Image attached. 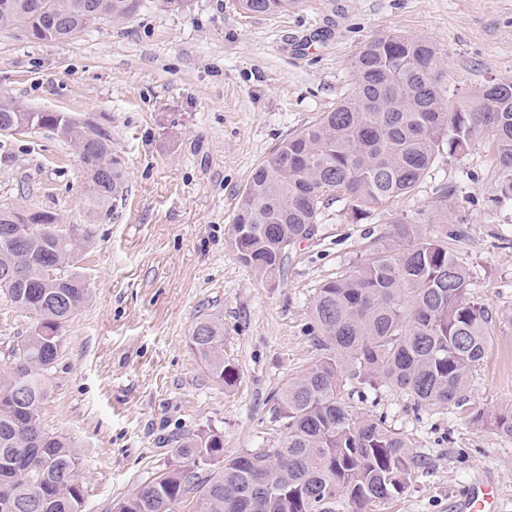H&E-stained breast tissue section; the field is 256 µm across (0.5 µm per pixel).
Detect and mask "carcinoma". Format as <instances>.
<instances>
[{
  "instance_id": "cac0c4a2",
  "label": "carcinoma",
  "mask_w": 512,
  "mask_h": 512,
  "mask_svg": "<svg viewBox=\"0 0 512 512\" xmlns=\"http://www.w3.org/2000/svg\"><path fill=\"white\" fill-rule=\"evenodd\" d=\"M10 25L36 40L64 42L102 20L124 23L141 0H0ZM294 0H241L258 14L288 11ZM62 13L61 25L46 20ZM351 86L336 108L283 138L253 172L233 219L231 245L260 274L284 269L288 251L313 236L322 212L344 202L347 219L368 220L412 192L443 150L465 151L473 137H492L512 193V77L460 112L445 99L444 59L432 42L390 34L369 41L349 64ZM24 117L69 141L78 152L92 210H117L127 193V168L112 152L105 129L62 112H23L0 100V130ZM451 189L442 187L430 211L395 221L392 244L373 245L368 257L320 284L309 328L318 351L312 364L276 394L285 428L278 448L224 457V435L203 429L182 439V465L145 483L115 512H373L405 492L427 457L409 438L346 402L343 388L392 386L414 411L467 408L484 425V410L469 406L476 368L491 345L492 314L469 297L470 272L448 248ZM17 209H0V295L35 314L29 333L0 362V512H84L78 451L42 425L48 373L63 332L85 305L90 288L74 272L94 236L91 224L62 229L55 214L36 212L24 240L4 234ZM191 345L211 378L233 387L236 366L224 359V318L200 315ZM512 437V408L494 416ZM224 466L206 476L201 467Z\"/></svg>"
}]
</instances>
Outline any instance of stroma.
<instances>
[{"instance_id":"1","label":"stroma","mask_w":512,"mask_h":512,"mask_svg":"<svg viewBox=\"0 0 512 512\" xmlns=\"http://www.w3.org/2000/svg\"><path fill=\"white\" fill-rule=\"evenodd\" d=\"M427 39L445 56L455 97L477 96L512 75V0H297L281 14L244 12L239 0H191L184 12L143 7L65 42L0 26V99L29 112H65L106 128L129 172L117 213H94L72 144L48 132L0 134V208L93 225L78 263L90 289L68 324L42 408L49 432L81 455L87 512L114 505L178 465L186 435L213 427L224 454L278 447L275 396L317 355L308 333L315 290L388 240L399 218L453 189L450 247L467 264L470 292L493 315L490 350L471 400L512 407V194L486 134L460 154L437 155L411 193L348 223L326 209L312 238L266 278L229 245L238 200L255 168L289 133L335 108L348 63L373 38ZM224 316V357L234 387L213 381L191 347L203 313ZM429 458L411 488L376 512H453L479 475L491 476L512 512V439L448 407L413 412L391 386L363 395Z\"/></svg>"}]
</instances>
